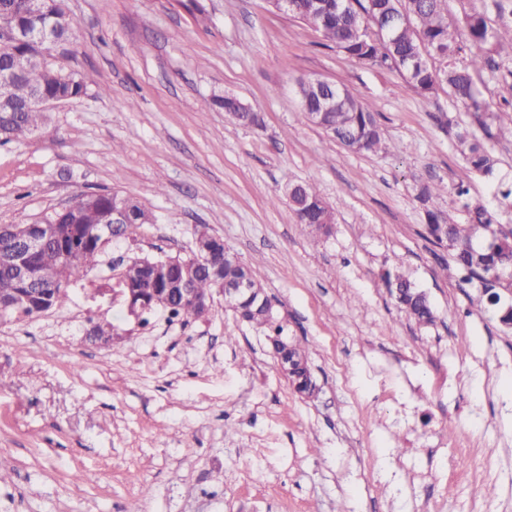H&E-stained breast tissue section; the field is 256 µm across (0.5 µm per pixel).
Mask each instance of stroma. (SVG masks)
<instances>
[{
  "instance_id": "1",
  "label": "stroma",
  "mask_w": 512,
  "mask_h": 512,
  "mask_svg": "<svg viewBox=\"0 0 512 512\" xmlns=\"http://www.w3.org/2000/svg\"><path fill=\"white\" fill-rule=\"evenodd\" d=\"M67 8L62 63L87 89L0 146V224L112 190L155 221L111 242L63 309L0 321V512H512V328L442 276L449 255L423 236L427 210L464 222L460 184L512 225L495 180L457 148L459 129H478L472 114L325 47L267 0ZM307 77L372 105L383 151H344L311 124L297 94ZM224 93L261 124L231 122L212 102ZM289 182L316 187L329 235L297 223ZM438 182L448 194L425 202ZM202 226L304 338L317 398L294 393L223 297L191 323L158 311L143 327L115 296L113 260L188 256ZM398 261L433 325L408 322L386 288ZM103 319L108 346L86 335Z\"/></svg>"
}]
</instances>
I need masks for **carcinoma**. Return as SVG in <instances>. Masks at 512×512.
<instances>
[{
    "instance_id": "cac0c4a2",
    "label": "carcinoma",
    "mask_w": 512,
    "mask_h": 512,
    "mask_svg": "<svg viewBox=\"0 0 512 512\" xmlns=\"http://www.w3.org/2000/svg\"><path fill=\"white\" fill-rule=\"evenodd\" d=\"M297 4L307 23L320 22L318 32L327 41V47L360 63L386 65L403 71L424 96L439 89L448 90L449 95L472 113L486 133L493 132L497 138L512 140V102L506 100L503 105L491 108L480 98L473 81L474 73L495 63L494 56L504 47L512 46V20H503L494 27L484 13L473 10L465 14L460 30L448 22L438 0H411L410 25L397 31L390 41H371L361 28L372 27L377 22L389 23L404 5L402 0H375L372 5L368 0H353L345 16L336 11V0H297ZM63 12V0H41L38 13L26 6V0H0V40H12L11 51L0 53V102L22 101L32 91L68 100L84 93L86 84L82 78L63 76L54 66L46 64L37 48L27 41L28 35ZM469 44L478 47L480 52L466 55ZM438 54L444 57L446 65L435 74L430 70L429 58ZM16 56L27 61L19 76L12 73ZM308 84L307 80L299 82L302 109L306 113H322V130L328 138L352 153H377L382 149V132L371 105L335 84L319 92L310 90ZM216 102L239 125L259 120L257 113L243 111L233 98L218 97ZM44 120L45 111L37 105H29L11 118L1 117L0 145L33 134L42 127ZM457 146L472 170L484 175L497 171L495 156L468 131L457 133ZM122 199L130 223L114 225V237L130 234L154 221L152 212L140 202L127 195ZM292 201L297 223L315 234L330 233L333 213L312 185H301ZM455 204L465 212L466 221L444 224L437 213L429 211L425 238L450 253L451 262L443 266L445 276L469 284L483 283L482 300L486 309L500 319L504 309L495 297L512 291V281L494 284L489 277L503 266H512V228H504L497 213L483 203L471 201L468 189L462 185L457 188ZM49 220L56 224V233L32 263L34 281L41 288L40 298L28 303L23 302L22 296L28 294L32 284L19 278L7 262L14 248L12 233L0 234V300L15 303L3 316L5 321L32 317L41 309L61 308L69 298L68 286L98 265L110 241L94 235V231L112 222V193L82 191L67 208L54 212ZM210 255L224 261V285L230 286L246 277L254 295H266L252 269L224 248L220 237L201 247H193L187 258H133L118 266V279L121 287L132 295L133 304L148 306L147 314L163 310L188 322L199 317L198 309L192 302L183 300L174 287L191 275L193 288L198 293L217 295L218 284L201 272ZM383 280L392 292L397 288L408 291L405 298L398 300L400 311L408 320L417 325L434 322L430 303L420 297L415 284L403 272L402 263L385 271ZM232 312L238 320L266 333L276 356L284 355L294 361L293 369L284 372L285 378L301 396L313 397L316 384L309 369L307 348L297 337L288 335L287 323L277 315L270 316L246 304L235 306ZM92 330L91 339L103 345L112 343V323L96 322Z\"/></svg>"
}]
</instances>
